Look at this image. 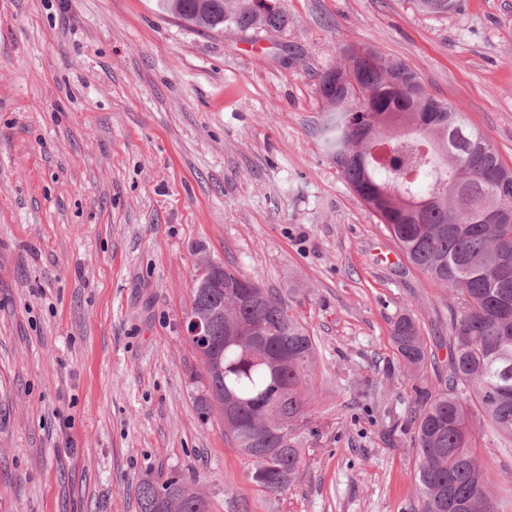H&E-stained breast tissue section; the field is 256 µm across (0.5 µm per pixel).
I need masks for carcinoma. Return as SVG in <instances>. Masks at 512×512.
Returning a JSON list of instances; mask_svg holds the SVG:
<instances>
[{
    "instance_id": "1",
    "label": "carcinoma",
    "mask_w": 512,
    "mask_h": 512,
    "mask_svg": "<svg viewBox=\"0 0 512 512\" xmlns=\"http://www.w3.org/2000/svg\"><path fill=\"white\" fill-rule=\"evenodd\" d=\"M157 0L200 32L288 27L280 0ZM432 13L458 0H416ZM417 74L374 47L350 48L324 72L318 93L323 148L407 257L460 300L451 319L448 378L422 386L429 350L416 321L393 324L392 341L415 386L410 418L419 459L421 512H509L477 453L476 421L512 444V168L459 107L426 105L397 78ZM191 308L213 311L217 357L203 362L202 417L224 403V437L252 462L251 479L281 493L304 466L316 346L302 317L277 293L224 266ZM139 512H208L195 479L150 477L137 485Z\"/></svg>"
}]
</instances>
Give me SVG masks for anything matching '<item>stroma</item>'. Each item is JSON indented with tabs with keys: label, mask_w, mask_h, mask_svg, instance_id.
Here are the masks:
<instances>
[{
	"label": "stroma",
	"mask_w": 512,
	"mask_h": 512,
	"mask_svg": "<svg viewBox=\"0 0 512 512\" xmlns=\"http://www.w3.org/2000/svg\"><path fill=\"white\" fill-rule=\"evenodd\" d=\"M279 33L203 34L155 0H0V512H138L142 476L209 512H421L415 383L393 323L448 373L461 306L395 252L322 147L320 76L404 61L512 167V0H282ZM277 291L316 342L314 437L286 492L201 417L181 325L200 255ZM479 454L512 499V447ZM391 335L404 368L415 381H423L429 350L416 321L407 315L399 317L393 324Z\"/></svg>",
	"instance_id": "obj_1"
}]
</instances>
